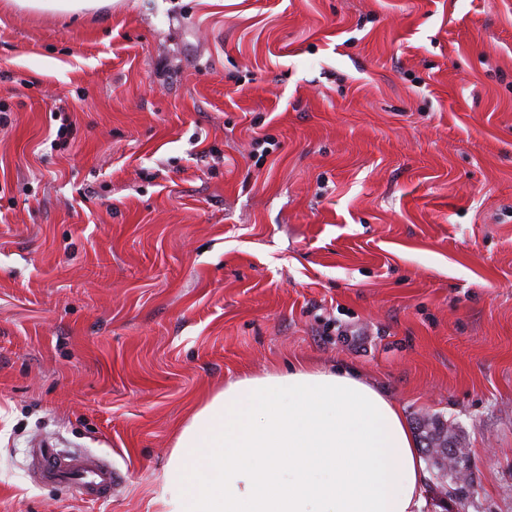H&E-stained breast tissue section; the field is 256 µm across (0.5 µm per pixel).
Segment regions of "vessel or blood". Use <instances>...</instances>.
Masks as SVG:
<instances>
[{"instance_id":"1","label":"vessel or blood","mask_w":512,"mask_h":512,"mask_svg":"<svg viewBox=\"0 0 512 512\" xmlns=\"http://www.w3.org/2000/svg\"><path fill=\"white\" fill-rule=\"evenodd\" d=\"M37 460L44 482L77 486L91 500L110 495L117 479L111 465L89 457L64 458L53 449L42 448Z\"/></svg>"}]
</instances>
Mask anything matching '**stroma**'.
Instances as JSON below:
<instances>
[{
	"mask_svg": "<svg viewBox=\"0 0 512 512\" xmlns=\"http://www.w3.org/2000/svg\"><path fill=\"white\" fill-rule=\"evenodd\" d=\"M299 361L453 425L423 512H512V0H0V512H163L180 425ZM110 3L112 1L109 0H13L20 9L86 16L96 14ZM37 460L45 483L76 485L89 500L110 495L117 479L112 465L89 457L63 458L52 448H39ZM461 453L462 459L460 456H457L455 461H449L448 465L444 462L446 459L445 456H434L431 453L427 455L431 461L436 479L443 480L446 478V482H448V485L444 484L438 491L441 500L448 499V486L451 490L455 491L457 495L461 496V499H458L460 501L467 500L470 496V487L468 485L458 484L460 481H462V475L464 471L469 469V467L465 464L466 454L462 451V449Z\"/></svg>",
	"mask_w": 512,
	"mask_h": 512,
	"instance_id": "1",
	"label": "stroma"
}]
</instances>
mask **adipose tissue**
I'll use <instances>...</instances> for the list:
<instances>
[{"mask_svg":"<svg viewBox=\"0 0 512 512\" xmlns=\"http://www.w3.org/2000/svg\"><path fill=\"white\" fill-rule=\"evenodd\" d=\"M402 409L355 369L229 381L178 433L165 512H421Z\"/></svg>","mask_w":512,"mask_h":512,"instance_id":"adipose-tissue-1","label":"adipose tissue"}]
</instances>
